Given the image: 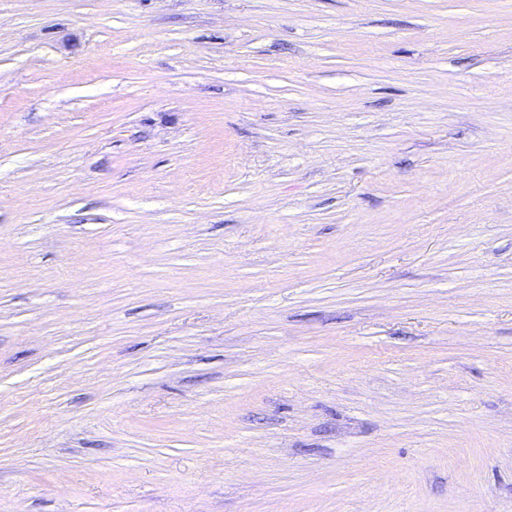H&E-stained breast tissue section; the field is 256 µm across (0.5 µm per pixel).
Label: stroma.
<instances>
[{
    "label": "stroma",
    "instance_id": "35a3bbf8",
    "mask_svg": "<svg viewBox=\"0 0 512 512\" xmlns=\"http://www.w3.org/2000/svg\"><path fill=\"white\" fill-rule=\"evenodd\" d=\"M0 512H512V0H0Z\"/></svg>",
    "mask_w": 512,
    "mask_h": 512
}]
</instances>
